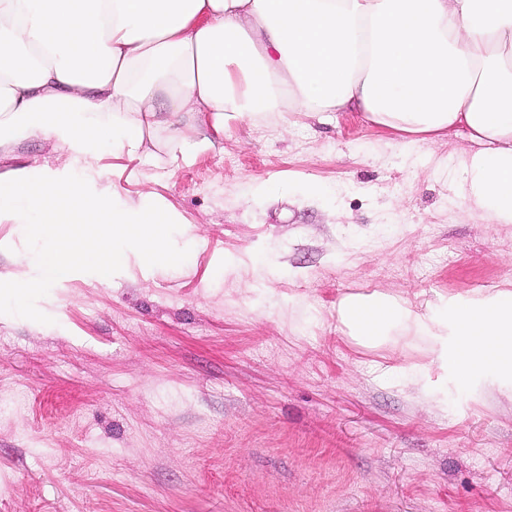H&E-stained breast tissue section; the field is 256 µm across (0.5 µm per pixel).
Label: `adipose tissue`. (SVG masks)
<instances>
[{
  "instance_id": "1",
  "label": "adipose tissue",
  "mask_w": 512,
  "mask_h": 512,
  "mask_svg": "<svg viewBox=\"0 0 512 512\" xmlns=\"http://www.w3.org/2000/svg\"><path fill=\"white\" fill-rule=\"evenodd\" d=\"M282 95L290 114L356 110L412 139L465 129L468 196L512 224V0H0V146L60 140L64 168L92 169L106 141L137 154L148 130L194 154L184 115L262 120ZM176 221L81 180L0 174V223L30 226L56 284L181 265Z\"/></svg>"
}]
</instances>
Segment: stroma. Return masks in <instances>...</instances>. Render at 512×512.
<instances>
[{"label": "stroma", "mask_w": 512, "mask_h": 512, "mask_svg": "<svg viewBox=\"0 0 512 512\" xmlns=\"http://www.w3.org/2000/svg\"><path fill=\"white\" fill-rule=\"evenodd\" d=\"M187 131L209 147L170 154L161 130L93 160L119 203L177 213L184 264L86 268L22 314L0 296V512H512V382L460 393L432 337L366 348L336 319L352 293L428 318L512 290V224L461 184L465 130L409 144L338 112ZM64 153L22 140L0 173ZM39 248L0 223V279L37 277Z\"/></svg>", "instance_id": "1"}]
</instances>
